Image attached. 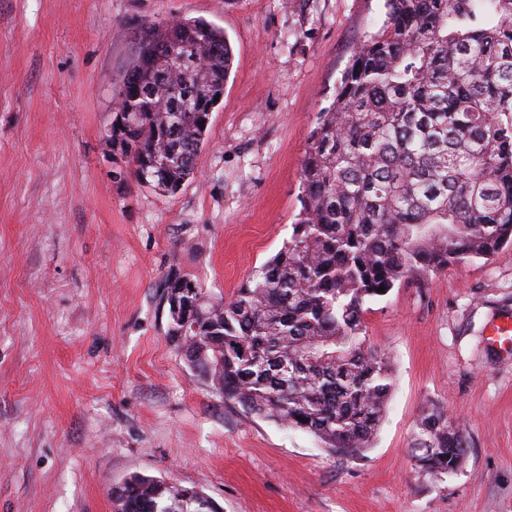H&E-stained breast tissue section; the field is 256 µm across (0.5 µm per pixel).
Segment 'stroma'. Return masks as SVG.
<instances>
[{
    "label": "stroma",
    "mask_w": 512,
    "mask_h": 512,
    "mask_svg": "<svg viewBox=\"0 0 512 512\" xmlns=\"http://www.w3.org/2000/svg\"><path fill=\"white\" fill-rule=\"evenodd\" d=\"M204 19L233 49L197 173L134 180L108 129L141 24ZM384 0H0V512H112L135 473L221 512H512V244L368 305L393 386L356 456L246 414L166 335L169 267L231 297L292 233L307 133ZM438 407L463 466L432 477L415 424Z\"/></svg>",
    "instance_id": "35a3bbf8"
}]
</instances>
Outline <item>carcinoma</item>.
I'll return each instance as SVG.
<instances>
[{"instance_id":"obj_1","label":"carcinoma","mask_w":512,"mask_h":512,"mask_svg":"<svg viewBox=\"0 0 512 512\" xmlns=\"http://www.w3.org/2000/svg\"><path fill=\"white\" fill-rule=\"evenodd\" d=\"M307 134L291 237L229 300L171 268L167 336L201 382L244 412L354 455L377 432L388 357L366 304L512 242V0H385ZM233 60L198 20L142 26L112 120V150L161 195L194 176ZM384 292H379V288ZM416 467L451 473L467 441L429 409ZM113 512H219L202 490L135 474Z\"/></svg>"}]
</instances>
